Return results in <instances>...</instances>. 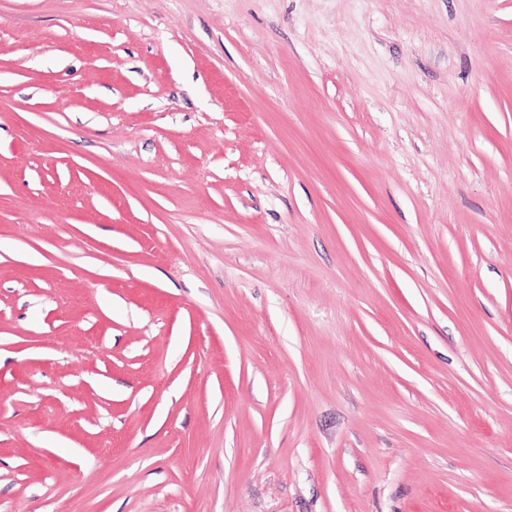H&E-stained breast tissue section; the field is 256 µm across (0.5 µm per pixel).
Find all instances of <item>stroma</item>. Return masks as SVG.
<instances>
[{"instance_id": "stroma-1", "label": "stroma", "mask_w": 512, "mask_h": 512, "mask_svg": "<svg viewBox=\"0 0 512 512\" xmlns=\"http://www.w3.org/2000/svg\"><path fill=\"white\" fill-rule=\"evenodd\" d=\"M0 512H512V0H0Z\"/></svg>"}]
</instances>
